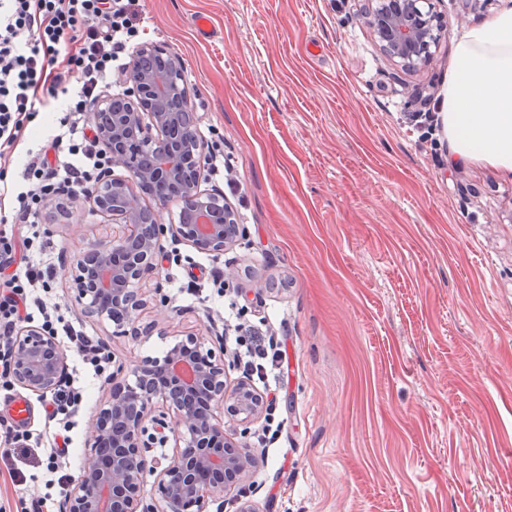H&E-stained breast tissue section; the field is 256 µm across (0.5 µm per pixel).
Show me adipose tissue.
<instances>
[{
	"label": "adipose tissue",
	"instance_id": "obj_1",
	"mask_svg": "<svg viewBox=\"0 0 512 512\" xmlns=\"http://www.w3.org/2000/svg\"><path fill=\"white\" fill-rule=\"evenodd\" d=\"M441 112L449 164L512 172V0L458 36Z\"/></svg>",
	"mask_w": 512,
	"mask_h": 512
}]
</instances>
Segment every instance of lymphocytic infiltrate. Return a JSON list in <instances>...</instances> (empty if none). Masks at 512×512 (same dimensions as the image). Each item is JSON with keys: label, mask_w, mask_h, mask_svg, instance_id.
<instances>
[{"label": "lymphocytic infiltrate", "mask_w": 512, "mask_h": 512, "mask_svg": "<svg viewBox=\"0 0 512 512\" xmlns=\"http://www.w3.org/2000/svg\"><path fill=\"white\" fill-rule=\"evenodd\" d=\"M130 31L122 0H0V160H13L25 140L38 143L22 159L20 181L0 178V205L8 204L12 223L45 220L48 196L93 192L107 163L93 107L128 49ZM40 112L59 113L55 134L31 128ZM52 275V266L32 261L12 275L10 294L0 298L1 348H9L16 319L29 312L28 286ZM230 342L245 370L259 372L274 337L249 328ZM21 438L41 450L47 471L66 486L69 476L61 468L71 437L56 430L46 438L27 432Z\"/></svg>", "instance_id": "obj_1"}]
</instances>
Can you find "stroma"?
I'll use <instances>...</instances> for the list:
<instances>
[{
	"instance_id": "35a3bbf8",
	"label": "stroma",
	"mask_w": 512,
	"mask_h": 512,
	"mask_svg": "<svg viewBox=\"0 0 512 512\" xmlns=\"http://www.w3.org/2000/svg\"><path fill=\"white\" fill-rule=\"evenodd\" d=\"M433 3L446 29L411 73L382 54L356 0H132V46L182 58L189 106L223 140L240 191L213 176L205 187L247 227L217 258L179 246L142 286L140 336L74 301L70 261L105 238L106 217L0 223L16 257L52 263L47 298L104 345L105 374L222 333L224 312L178 290L210 268L244 323L267 318L285 355L267 421L284 429L262 447L267 421L249 427L259 460L241 486L255 512H512V173L449 168L442 127L406 118L417 90L441 101L455 38L502 3L469 15L464 0ZM200 14L211 38L194 30ZM88 383L77 449L109 396L104 378ZM0 418L40 432L43 395L0 386ZM15 469L19 482L2 481ZM59 492L27 449L0 454L6 512Z\"/></svg>"
}]
</instances>
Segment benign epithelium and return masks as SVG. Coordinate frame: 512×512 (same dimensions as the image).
<instances>
[{
  "label": "benign epithelium",
  "instance_id": "7a95c632",
  "mask_svg": "<svg viewBox=\"0 0 512 512\" xmlns=\"http://www.w3.org/2000/svg\"><path fill=\"white\" fill-rule=\"evenodd\" d=\"M357 16L385 56L408 70L431 62L444 32L432 0H362ZM183 71L179 56L143 43L123 70L125 93L102 96L93 113L110 166L89 208L124 231L74 257L72 288L76 303L88 302L90 312L132 336L140 335L136 314L144 305L136 284L161 276L159 259L169 257L164 238L219 255L246 235L224 197L201 188L202 116L173 106L189 96ZM116 168L125 175H115ZM157 183L171 194L156 203L177 200L180 223L156 224V212L142 205ZM66 371L67 354L54 334L31 326L13 337L9 374L21 387L46 394ZM123 371L112 372L109 398L91 424L62 512H204L210 490H231L256 466L241 437L263 415L264 400L248 379L229 378L224 361L198 336L186 335L160 361L132 366V384L119 379ZM218 406L239 434L224 429ZM168 442L171 454L155 459L152 448ZM147 471L155 476L157 504L141 494Z\"/></svg>",
  "mask_w": 512,
  "mask_h": 512
}]
</instances>
